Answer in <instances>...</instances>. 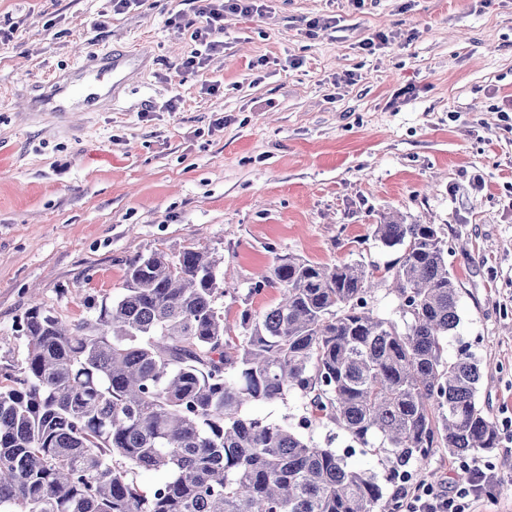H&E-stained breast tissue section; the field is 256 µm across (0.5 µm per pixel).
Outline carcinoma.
Wrapping results in <instances>:
<instances>
[{"instance_id":"1","label":"carcinoma","mask_w":512,"mask_h":512,"mask_svg":"<svg viewBox=\"0 0 512 512\" xmlns=\"http://www.w3.org/2000/svg\"><path fill=\"white\" fill-rule=\"evenodd\" d=\"M374 236L401 251L381 276L398 322L371 308L363 262L285 254L252 287L280 299L242 310L231 336L224 256L206 244L138 257L121 295L73 324L34 303L27 355L0 383V512H398L386 491L410 465L492 451L479 362L445 356L459 323L448 241L402 219ZM291 394L295 426L243 413ZM314 422L373 449L384 477L305 438ZM140 470L160 479L143 486Z\"/></svg>"}]
</instances>
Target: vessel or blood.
Here are the masks:
<instances>
[{"instance_id": "vessel-or-blood-1", "label": "vessel or blood", "mask_w": 512, "mask_h": 512, "mask_svg": "<svg viewBox=\"0 0 512 512\" xmlns=\"http://www.w3.org/2000/svg\"><path fill=\"white\" fill-rule=\"evenodd\" d=\"M142 56L136 51L124 53L91 49L85 52L77 67L71 71L52 76L44 100L57 112L71 109L74 98L85 95L87 104H94L105 83L120 87L127 79V72Z\"/></svg>"}]
</instances>
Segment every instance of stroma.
Listing matches in <instances>:
<instances>
[{
  "mask_svg": "<svg viewBox=\"0 0 512 512\" xmlns=\"http://www.w3.org/2000/svg\"><path fill=\"white\" fill-rule=\"evenodd\" d=\"M179 12L191 0H0V382L26 355L33 298L73 323L121 293L138 256L207 244L233 323L278 300L251 291L277 256L394 262L373 227L404 215L445 233L460 285L445 348L478 360L499 431L476 460L437 449L410 482L476 466L494 481L467 512H512L498 491L512 481V0H267L225 14L224 51L199 74L181 67L196 44ZM315 17L330 26L308 30ZM133 42L149 61L113 106H36L86 49Z\"/></svg>",
  "mask_w": 512,
  "mask_h": 512,
  "instance_id": "35a3bbf8",
  "label": "stroma"
}]
</instances>
